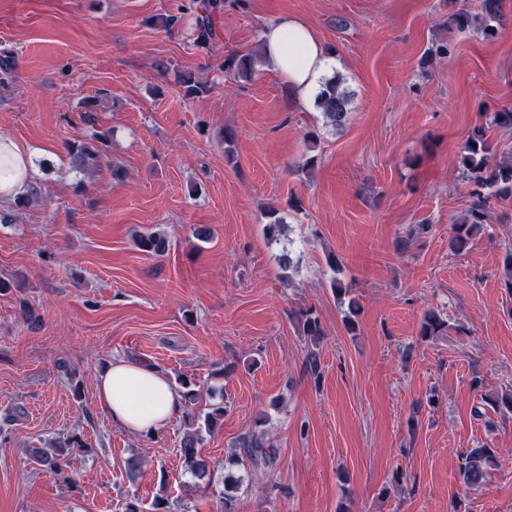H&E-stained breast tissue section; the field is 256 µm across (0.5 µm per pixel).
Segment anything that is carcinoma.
<instances>
[{
    "instance_id": "carcinoma-1",
    "label": "carcinoma",
    "mask_w": 512,
    "mask_h": 512,
    "mask_svg": "<svg viewBox=\"0 0 512 512\" xmlns=\"http://www.w3.org/2000/svg\"><path fill=\"white\" fill-rule=\"evenodd\" d=\"M503 2L504 0H477V11L453 14L450 16L451 23L460 32L472 30L485 37H493L504 22ZM212 38L213 30L209 17L198 19L196 45L207 49ZM224 68L238 78L248 79L254 74V58H229L225 60ZM316 104L327 124L342 129L348 124L352 112L353 93L345 86V79L337 76L325 82L317 94ZM107 138L108 133L105 132L70 145L68 155L72 168L85 172L96 170L100 166ZM459 165L463 178L474 186L471 195L476 201L464 220L453 225L451 248L455 253L467 249L474 230L484 222L488 201L493 197L512 195V161H490L485 129L475 128L468 135L462 146ZM136 244L142 251L155 256L165 253L167 249L166 237L157 232L140 235ZM333 288L339 299H348V313L345 314L343 323L347 332L354 333L358 326L360 302L357 297L350 295V288L342 281L334 280ZM446 329L447 321L438 312L429 310L422 318L419 336L429 339L442 334ZM223 420L224 403L219 402L212 405L204 414L191 418L190 427L181 438L180 454L185 471L199 481V489L210 487L213 466L202 456L198 445L203 441V434L214 432ZM67 452L68 449L62 447L58 441L50 444L48 448L31 449L29 460L42 470L64 481H70L72 476L65 473L62 465ZM278 459L279 450L262 437L253 434L243 438L232 463L242 462L255 470H272L276 467ZM494 463V452L484 443L462 452L458 461V475L462 486L469 488L485 481L489 474L488 468ZM241 485V477L231 473L224 476V490L221 491L224 512H234V504ZM125 512H168L167 502L158 496L147 505L144 500L136 498L126 503Z\"/></svg>"
}]
</instances>
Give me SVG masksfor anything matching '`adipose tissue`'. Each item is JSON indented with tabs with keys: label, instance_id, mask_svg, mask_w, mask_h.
Returning a JSON list of instances; mask_svg holds the SVG:
<instances>
[{
	"label": "adipose tissue",
	"instance_id": "adipose-tissue-1",
	"mask_svg": "<svg viewBox=\"0 0 512 512\" xmlns=\"http://www.w3.org/2000/svg\"><path fill=\"white\" fill-rule=\"evenodd\" d=\"M261 37L266 57L295 102L315 97L323 77L338 66L326 44L296 16H277L265 24ZM34 157L26 143L0 135V203L24 193L35 173ZM95 397L113 426L130 434L156 433L183 408L166 374L152 364L120 357L98 374Z\"/></svg>",
	"mask_w": 512,
	"mask_h": 512
}]
</instances>
